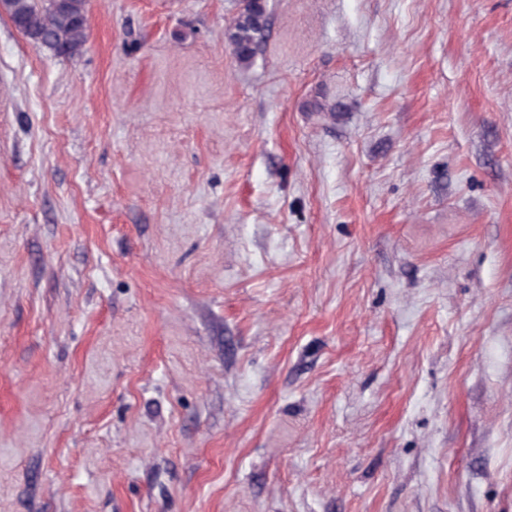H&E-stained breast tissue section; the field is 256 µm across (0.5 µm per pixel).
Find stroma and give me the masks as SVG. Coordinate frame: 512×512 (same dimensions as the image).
I'll use <instances>...</instances> for the list:
<instances>
[{
  "instance_id": "obj_1",
  "label": "stroma",
  "mask_w": 512,
  "mask_h": 512,
  "mask_svg": "<svg viewBox=\"0 0 512 512\" xmlns=\"http://www.w3.org/2000/svg\"><path fill=\"white\" fill-rule=\"evenodd\" d=\"M240 6L0 14V512H512V0ZM18 30L54 56L78 55L87 39L86 0H8ZM267 24L264 0H242L238 16L225 31L233 55L240 64H252Z\"/></svg>"
}]
</instances>
